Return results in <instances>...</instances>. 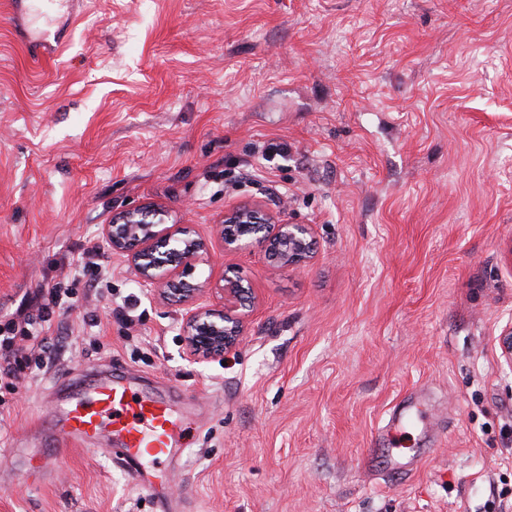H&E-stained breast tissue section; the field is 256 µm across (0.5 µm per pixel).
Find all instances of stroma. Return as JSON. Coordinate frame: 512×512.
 <instances>
[{"instance_id":"obj_1","label":"stroma","mask_w":512,"mask_h":512,"mask_svg":"<svg viewBox=\"0 0 512 512\" xmlns=\"http://www.w3.org/2000/svg\"><path fill=\"white\" fill-rule=\"evenodd\" d=\"M46 38L0 0V329L86 291L88 243L106 276L0 405V512H512V0H84ZM243 201L311 225L314 260L225 251ZM148 206L211 239L190 282L254 292L223 359L102 244ZM115 368L178 390L160 488L102 442L27 482L60 381Z\"/></svg>"}]
</instances>
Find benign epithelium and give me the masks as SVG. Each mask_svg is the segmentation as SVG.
Listing matches in <instances>:
<instances>
[{
    "label": "benign epithelium",
    "mask_w": 512,
    "mask_h": 512,
    "mask_svg": "<svg viewBox=\"0 0 512 512\" xmlns=\"http://www.w3.org/2000/svg\"><path fill=\"white\" fill-rule=\"evenodd\" d=\"M160 216L161 211L153 208L127 211L104 225L103 237L113 252L128 257L143 285L155 287L163 298L182 304L180 331L190 358H221L244 336L249 308L254 304L253 291L240 280L226 276L220 288L222 304L215 308L199 303L210 282L190 284L184 277L208 254L209 244L192 225H167ZM215 229L224 250L261 248L278 269L313 258L311 226L279 223L259 204L233 207Z\"/></svg>",
    "instance_id": "benign-epithelium-1"
}]
</instances>
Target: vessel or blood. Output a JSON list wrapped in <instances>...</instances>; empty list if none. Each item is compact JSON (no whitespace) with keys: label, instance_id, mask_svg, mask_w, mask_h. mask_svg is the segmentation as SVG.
Masks as SVG:
<instances>
[{"label":"vessel or blood","instance_id":"b4317fda","mask_svg":"<svg viewBox=\"0 0 512 512\" xmlns=\"http://www.w3.org/2000/svg\"><path fill=\"white\" fill-rule=\"evenodd\" d=\"M61 391L64 398L48 417L41 472L51 473L65 448L97 439L112 444L113 456L133 478H140L147 460L168 470L177 430L167 400L136 396L122 371L80 386L68 382Z\"/></svg>","mask_w":512,"mask_h":512}]
</instances>
